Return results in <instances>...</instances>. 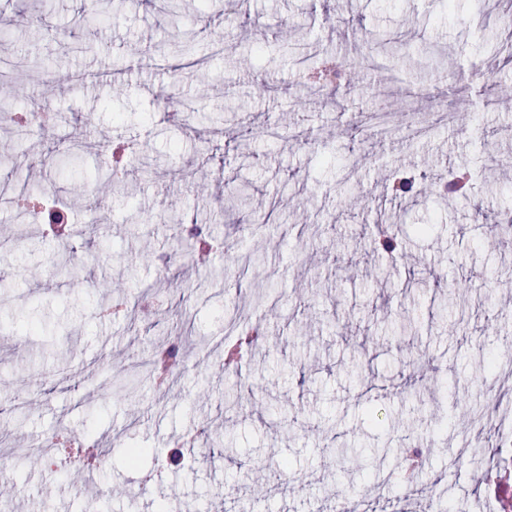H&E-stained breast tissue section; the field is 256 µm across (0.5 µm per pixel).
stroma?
Returning a JSON list of instances; mask_svg holds the SVG:
<instances>
[{"instance_id": "obj_1", "label": "stroma", "mask_w": 512, "mask_h": 512, "mask_svg": "<svg viewBox=\"0 0 512 512\" xmlns=\"http://www.w3.org/2000/svg\"><path fill=\"white\" fill-rule=\"evenodd\" d=\"M161 3L130 0L96 29L83 0H53L40 20L33 0H0L12 93L36 58L81 89L53 99V135L20 142L0 119V151L32 160L22 174L56 183L53 141L79 144L89 175L112 168L113 135L138 141L101 206L77 182L63 194L78 279L48 265L58 234L32 244L0 221V462L16 479L0 512H153L159 498L172 512H401L409 487L442 512H483L493 453L512 455L487 448L512 397V243L485 245L512 204V0H335L331 14L326 0H239L232 23L227 0L177 17ZM72 31L83 51L65 49ZM186 32L194 49L174 56ZM378 36L400 54L344 107L325 87L288 92L289 72L355 64ZM257 44L261 88L245 64ZM475 64L492 81H472ZM170 79L195 107L178 122L159 103ZM420 171L467 173L485 218L453 192L393 199L394 174ZM230 175L259 223L214 205ZM172 208L182 223L159 222ZM382 222L395 255L372 249ZM196 227L225 252L198 263ZM31 296L44 333L19 339ZM258 324L263 341L226 369L229 330ZM172 346L161 385L151 363ZM133 442L153 452L135 469Z\"/></svg>"}]
</instances>
